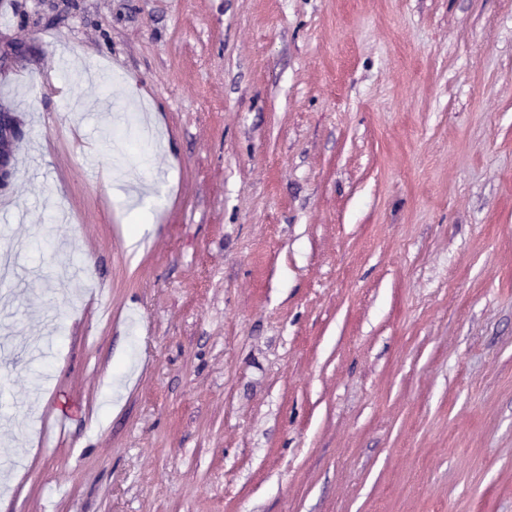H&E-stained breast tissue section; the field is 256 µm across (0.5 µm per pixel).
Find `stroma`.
Here are the masks:
<instances>
[{
    "label": "stroma",
    "mask_w": 512,
    "mask_h": 512,
    "mask_svg": "<svg viewBox=\"0 0 512 512\" xmlns=\"http://www.w3.org/2000/svg\"><path fill=\"white\" fill-rule=\"evenodd\" d=\"M0 110V512H512V0H0ZM19 137L12 115L9 112L0 113V182L6 184L11 177L10 165V147ZM7 143L4 148L3 143Z\"/></svg>",
    "instance_id": "35a3bbf8"
}]
</instances>
